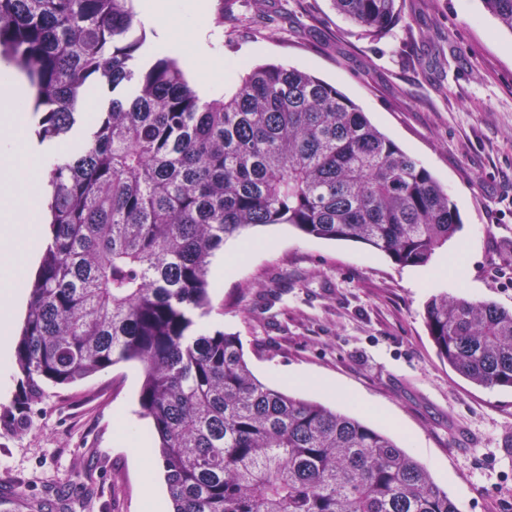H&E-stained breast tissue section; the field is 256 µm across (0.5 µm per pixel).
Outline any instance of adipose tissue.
I'll list each match as a JSON object with an SVG mask.
<instances>
[{
    "label": "adipose tissue",
    "mask_w": 512,
    "mask_h": 512,
    "mask_svg": "<svg viewBox=\"0 0 512 512\" xmlns=\"http://www.w3.org/2000/svg\"><path fill=\"white\" fill-rule=\"evenodd\" d=\"M145 25L155 31L156 52L181 57L197 74L199 90L207 94L217 84L223 64L215 60L204 40L199 20L202 0H138ZM27 83L0 65V393L10 379L9 336L18 311L26 302L24 273L42 243L39 197L45 192V156L26 130Z\"/></svg>",
    "instance_id": "adipose-tissue-1"
}]
</instances>
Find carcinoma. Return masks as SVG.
Masks as SVG:
<instances>
[{
  "mask_svg": "<svg viewBox=\"0 0 512 512\" xmlns=\"http://www.w3.org/2000/svg\"><path fill=\"white\" fill-rule=\"evenodd\" d=\"M369 37L397 0H332ZM512 32V0H482ZM145 41L134 0H0V56L36 87L51 236L17 345L18 436L45 387L116 363L139 395L171 512H460L426 466L358 418L260 382L239 336L204 332L224 239L265 224L352 240L425 266L461 224L448 192L336 86L257 66L201 98L178 61L129 66ZM126 86L72 135L89 90ZM438 357L471 384L512 387V311L432 296Z\"/></svg>",
  "mask_w": 512,
  "mask_h": 512,
  "instance_id": "1",
  "label": "carcinoma"
}]
</instances>
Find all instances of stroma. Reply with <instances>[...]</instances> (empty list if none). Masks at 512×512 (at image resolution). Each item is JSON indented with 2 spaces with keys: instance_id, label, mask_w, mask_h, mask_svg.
<instances>
[{
  "instance_id": "35a3bbf8",
  "label": "stroma",
  "mask_w": 512,
  "mask_h": 512,
  "mask_svg": "<svg viewBox=\"0 0 512 512\" xmlns=\"http://www.w3.org/2000/svg\"><path fill=\"white\" fill-rule=\"evenodd\" d=\"M372 38L331 0H237L204 23L224 63V95L266 64L335 85L448 192L462 225L428 266H400L355 241L306 237L287 224L225 239L210 266L240 252L209 290L208 330L238 335L262 383L350 413L388 433L431 471L460 512H512V389L481 388L437 356L423 317L449 292L512 310V32L481 0H399ZM304 375L289 384L290 372ZM143 368L121 362L48 388L32 431L0 427V512H144L143 486L166 496L160 462L144 473L119 437L140 414Z\"/></svg>"
}]
</instances>
